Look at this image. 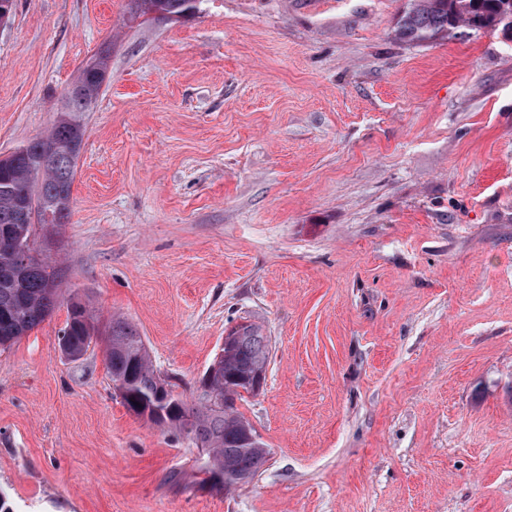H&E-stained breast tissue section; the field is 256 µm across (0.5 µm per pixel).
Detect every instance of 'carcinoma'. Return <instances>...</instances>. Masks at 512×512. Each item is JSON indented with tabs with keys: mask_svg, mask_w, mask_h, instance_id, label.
<instances>
[{
	"mask_svg": "<svg viewBox=\"0 0 512 512\" xmlns=\"http://www.w3.org/2000/svg\"><path fill=\"white\" fill-rule=\"evenodd\" d=\"M203 0H138L135 16H184ZM466 34L512 31V0H408L396 38L422 43L457 28ZM108 51L93 53L80 67L88 97L61 94L57 119L47 134L0 160V347L6 348L49 318L59 302L58 270L50 262H25L33 225L21 219L33 208L41 222L58 226L68 215L77 159L85 130L77 113L90 112L108 69ZM62 340L77 357L97 340L93 318L81 302L68 307ZM222 348V370L208 390L192 391L191 401L168 392L160 404L159 373L136 328L112 319L105 355L112 383L128 411L157 426L174 429L205 449L202 482L236 489L251 483L269 461L270 450L236 401L255 394L251 380L269 365L270 341L260 327H236Z\"/></svg>",
	"mask_w": 512,
	"mask_h": 512,
	"instance_id": "carcinoma-1",
	"label": "carcinoma"
}]
</instances>
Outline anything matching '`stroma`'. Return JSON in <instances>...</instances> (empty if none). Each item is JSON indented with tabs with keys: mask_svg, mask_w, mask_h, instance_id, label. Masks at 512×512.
Returning a JSON list of instances; mask_svg holds the SVG:
<instances>
[{
	"mask_svg": "<svg viewBox=\"0 0 512 512\" xmlns=\"http://www.w3.org/2000/svg\"><path fill=\"white\" fill-rule=\"evenodd\" d=\"M408 0H16L0 157L47 133L111 46L66 224L64 298L0 350L12 512H512V43L397 41ZM144 338L190 398L231 326L270 339L238 410L256 479L201 482L135 416L102 345L64 358L67 298ZM138 3V9L134 11L135 18L150 13L158 14L161 17L184 16L191 8H195L196 13L200 10V5L204 0H134ZM194 1L196 4H189ZM143 6V8H142ZM169 15V16H167Z\"/></svg>",
	"mask_w": 512,
	"mask_h": 512,
	"instance_id": "1",
	"label": "stroma"
}]
</instances>
